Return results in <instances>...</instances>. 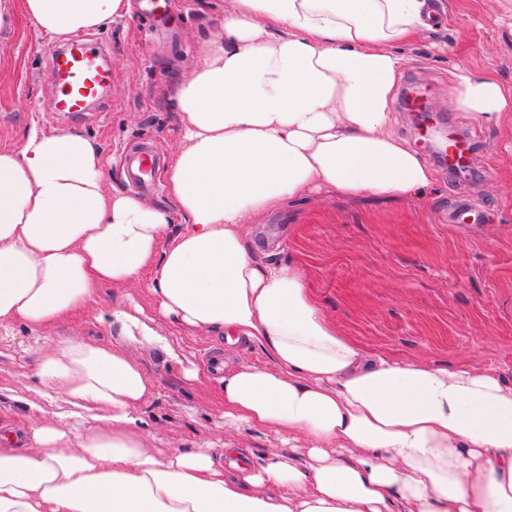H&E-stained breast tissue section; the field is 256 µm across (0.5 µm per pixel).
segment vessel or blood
I'll list each match as a JSON object with an SVG mask.
<instances>
[{
	"instance_id": "obj_1",
	"label": "vessel or blood",
	"mask_w": 512,
	"mask_h": 512,
	"mask_svg": "<svg viewBox=\"0 0 512 512\" xmlns=\"http://www.w3.org/2000/svg\"><path fill=\"white\" fill-rule=\"evenodd\" d=\"M46 79L50 85L53 111L67 118H80L100 104L112 86V68L105 60L100 40L82 34L53 48L47 59ZM161 155L152 141L133 144L122 162L132 187L141 193L157 191L155 172ZM482 218V208L465 197H457L448 211L452 224H475Z\"/></svg>"
}]
</instances>
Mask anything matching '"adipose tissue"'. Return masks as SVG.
Returning <instances> with one entry per match:
<instances>
[{"label": "adipose tissue", "instance_id": "ef3b65f1", "mask_svg": "<svg viewBox=\"0 0 512 512\" xmlns=\"http://www.w3.org/2000/svg\"><path fill=\"white\" fill-rule=\"evenodd\" d=\"M52 36L102 27L130 0H23ZM434 0H232L170 99L185 145L165 172L172 208L109 189L99 143L31 128L0 150V343L34 336L29 391L0 425V512H512V384L344 336L292 266L259 260L247 219L314 192L422 199L434 176L392 131L406 59ZM456 104L500 123L512 88L458 75ZM184 223L169 227L175 217ZM148 278L147 305L113 308L210 379L235 429L289 454L190 443L152 452L159 384L131 354L59 324L99 311L106 287ZM261 349L263 364L209 371L163 326Z\"/></svg>", "mask_w": 512, "mask_h": 512}]
</instances>
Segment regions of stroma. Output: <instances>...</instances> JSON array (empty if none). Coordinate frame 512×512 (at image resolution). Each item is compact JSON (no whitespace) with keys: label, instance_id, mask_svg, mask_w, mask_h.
<instances>
[{"label":"stroma","instance_id":"obj_1","mask_svg":"<svg viewBox=\"0 0 512 512\" xmlns=\"http://www.w3.org/2000/svg\"><path fill=\"white\" fill-rule=\"evenodd\" d=\"M230 3L167 0L160 29L131 14L98 29L110 51L112 87L93 118L66 121L50 110L43 81L56 40L36 28L23 0H11V22L0 28V149L20 146L35 125L83 133L102 146L109 186L127 192L119 164L125 146L153 140L169 157L183 147L180 115L168 99ZM444 3L434 29L398 47L407 60L402 75L415 78L429 126L421 128L415 113L397 105L392 129L412 146L423 136L477 134L468 168L452 176L432 164L433 186L418 202L315 192L254 220L250 235L259 258L298 268L326 315L365 348L451 369L490 368L512 384V115L482 124L457 110L454 95L463 70L512 87V0ZM458 192L486 208L485 223L443 222ZM55 333L110 338L158 379L160 395L148 407V448L228 438L246 454L282 450L273 436L222 428L213 383L184 386L180 365L143 338L120 335L91 316ZM13 334V347L0 356V390L22 394L30 373L27 331L18 325Z\"/></svg>","mask_w":512,"mask_h":512}]
</instances>
